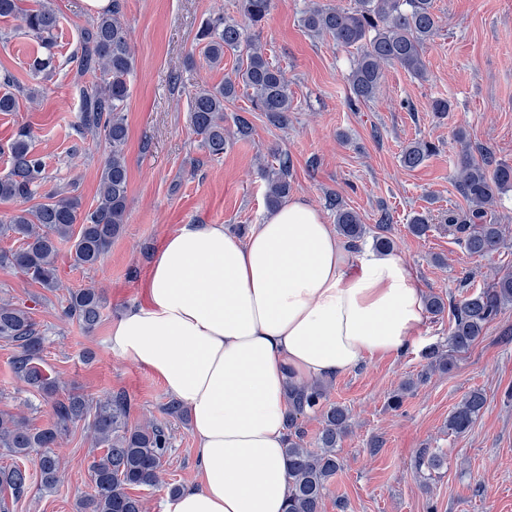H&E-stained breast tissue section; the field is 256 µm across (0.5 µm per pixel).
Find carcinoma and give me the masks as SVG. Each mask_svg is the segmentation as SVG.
<instances>
[{"label":"carcinoma","instance_id":"1","mask_svg":"<svg viewBox=\"0 0 512 512\" xmlns=\"http://www.w3.org/2000/svg\"><path fill=\"white\" fill-rule=\"evenodd\" d=\"M21 0H0V18H19L22 28L45 45L46 53L31 64L34 74L55 69L51 40L61 18L52 0H37L24 9ZM434 0H355V6L343 9L331 4L312 3L303 12L302 23L311 35L328 37L356 56L348 75L349 103L353 106L373 99L381 85L384 68L398 65L415 76L424 75L423 52L439 29ZM272 0H240L241 19L217 11L200 26L196 40L202 46L206 62L217 66L224 54L247 48L246 62L218 86H199L190 98V122L201 136V148L211 157L224 155V103L238 96L239 86L250 90V111L264 113L274 126L288 123L292 95L284 70L270 61L265 50L249 39V31L261 27L270 13ZM122 0H112L109 8L83 28L77 59L75 81L80 87L81 104L77 128L82 134L102 137L110 147L99 182L96 204L85 208L81 198L64 190L42 196L38 188L46 181V162L32 144L31 129L18 127L7 145L8 172L0 176V201H34L0 219V234L19 242L14 250L0 253V264L10 266L43 288L58 287L59 245L71 244L73 265L91 269L98 265L112 246V241L126 224L129 199V172L124 153L127 127L124 107L129 98V78L135 55L126 25L122 22ZM0 112H14L20 99L34 101L35 94L15 84L10 76L0 79ZM436 152L431 142L418 139L401 152V164L407 169L421 166ZM274 162L263 167L266 181L265 202L276 209L291 191L293 161L286 151L273 152ZM457 185L467 202L462 213L450 212L445 218L448 233L473 256H489L504 245L507 225L497 222L496 206L500 195L512 189V164L493 159L484 149L474 155L464 149L457 163ZM325 207L334 214L337 233L356 246L372 237L377 251L394 248L388 236L391 217L381 216L375 229L363 224L358 213L339 193L325 197ZM42 297L28 300H0V340L16 349L12 359L15 377L28 389L51 402L53 421L33 428L24 413L0 410V454L12 464L0 467V490L14 498L22 497L31 485L25 465L29 461L39 475L40 487L53 490L63 473L60 441L80 421H89L91 441L101 454L90 463L94 492L79 503V512H143L136 488H153L159 483L162 462L170 448L168 427L154 420L130 423L132 400L124 392L90 399L74 390L61 393L57 379L42 367L44 332L32 317V310ZM512 305V271L496 275L478 291L459 300L429 296L430 314L439 316L452 310L453 324L448 349L430 346L423 353L427 372L448 371L456 355L469 351L487 326ZM106 308L102 289L93 285L71 291L66 297L63 316L75 321L87 333L101 323ZM323 385L292 395L290 433L286 456L291 479L288 512H321L327 485L340 469L336 448L349 428L350 413L343 406L331 404L322 411V430L317 448L304 446L300 416L322 405ZM486 404L480 389L470 391L452 412L449 429L467 432Z\"/></svg>","mask_w":512,"mask_h":512}]
</instances>
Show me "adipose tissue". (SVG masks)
Here are the masks:
<instances>
[{"label": "adipose tissue", "instance_id": "1", "mask_svg": "<svg viewBox=\"0 0 512 512\" xmlns=\"http://www.w3.org/2000/svg\"><path fill=\"white\" fill-rule=\"evenodd\" d=\"M427 316L401 256L348 246L302 198L242 239L179 227L153 261L148 302L109 338L190 418L196 481L163 512H286L291 392L404 353Z\"/></svg>", "mask_w": 512, "mask_h": 512}]
</instances>
